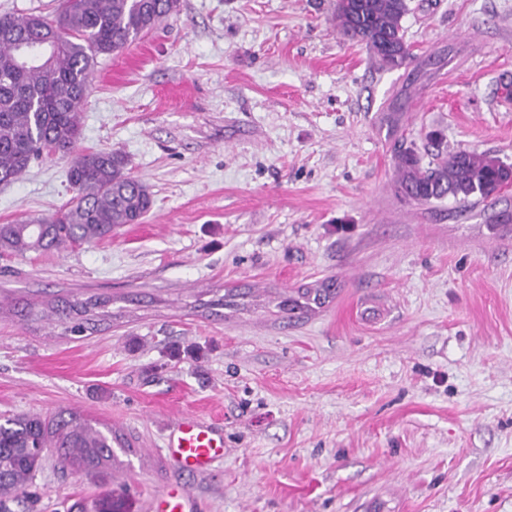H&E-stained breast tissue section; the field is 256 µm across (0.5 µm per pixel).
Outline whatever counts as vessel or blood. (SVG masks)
Segmentation results:
<instances>
[{"label": "vessel or blood", "instance_id": "1", "mask_svg": "<svg viewBox=\"0 0 512 512\" xmlns=\"http://www.w3.org/2000/svg\"><path fill=\"white\" fill-rule=\"evenodd\" d=\"M167 453L182 471L200 473L209 470L222 454L224 439L209 424L186 416L178 420L165 440ZM157 512H193V499L186 488L176 487L161 492L156 501Z\"/></svg>", "mask_w": 512, "mask_h": 512}]
</instances>
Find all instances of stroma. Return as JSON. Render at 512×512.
<instances>
[{
	"instance_id": "1",
	"label": "stroma",
	"mask_w": 512,
	"mask_h": 512,
	"mask_svg": "<svg viewBox=\"0 0 512 512\" xmlns=\"http://www.w3.org/2000/svg\"><path fill=\"white\" fill-rule=\"evenodd\" d=\"M408 5L397 70L335 0H180L99 58L78 147L124 156L153 207L94 244L0 255V420L68 409L125 434V512L172 484L195 512H512V186L422 205L394 185L398 149L433 134L512 165V0ZM68 167L0 185V224L63 208ZM328 276L307 319L267 305ZM245 285L246 309L192 306ZM92 294L113 316L81 336L10 309ZM183 415L224 435L207 472L165 454ZM34 489L33 512L101 493L52 451Z\"/></svg>"
}]
</instances>
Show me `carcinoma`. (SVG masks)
<instances>
[{
  "instance_id": "1",
  "label": "carcinoma",
  "mask_w": 512,
  "mask_h": 512,
  "mask_svg": "<svg viewBox=\"0 0 512 512\" xmlns=\"http://www.w3.org/2000/svg\"><path fill=\"white\" fill-rule=\"evenodd\" d=\"M180 0H61L52 18L0 15V184L19 179L30 165L51 154L72 156L68 181L70 204L37 221L0 224V254L64 251L101 241L126 224H136L152 208L149 187L125 172L124 158L112 151H77L81 138L79 108L97 59L123 51L178 12ZM407 0H348L336 12V25L365 42L372 58L386 70L411 60L402 19ZM395 184L400 194L419 204L448 197L466 202L488 198L512 185V165L496 157L458 151L423 164L412 147L395 157ZM336 292L333 278L317 281L274 299L286 318L306 315L326 305ZM253 297L250 288H226L217 299L199 302L208 310H238ZM109 297L57 300L48 310L26 305L21 317L60 320L65 331L81 335L110 316ZM129 443L118 432L68 410L53 419L21 413L0 422V512L31 497L30 486L43 467L45 448L56 449L64 467L86 470L100 484L114 453L112 445ZM96 512H122L120 499L108 490Z\"/></svg>"
}]
</instances>
